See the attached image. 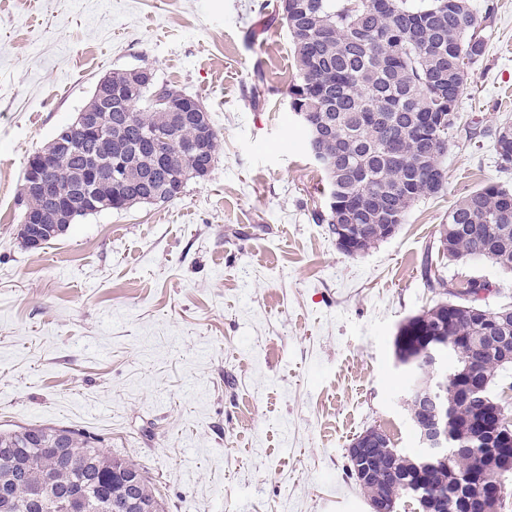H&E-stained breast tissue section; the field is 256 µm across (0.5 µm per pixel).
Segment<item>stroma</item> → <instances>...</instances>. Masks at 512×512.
I'll return each instance as SVG.
<instances>
[{"label":"stroma","instance_id":"stroma-1","mask_svg":"<svg viewBox=\"0 0 512 512\" xmlns=\"http://www.w3.org/2000/svg\"><path fill=\"white\" fill-rule=\"evenodd\" d=\"M276 0H0V428L50 423L138 463L167 512H370L346 474L369 428L419 447L393 341L435 305L421 261L464 194L512 185L484 128L512 124V0H470L485 55L459 99L443 192L399 232L339 251L323 174L292 111ZM266 61L258 84L252 60ZM146 67L197 96L219 135L180 199L21 241L27 157L96 83ZM512 304V273L462 259Z\"/></svg>","mask_w":512,"mask_h":512}]
</instances>
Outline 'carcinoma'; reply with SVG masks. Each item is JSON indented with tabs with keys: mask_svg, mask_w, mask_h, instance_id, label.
<instances>
[{
	"mask_svg": "<svg viewBox=\"0 0 512 512\" xmlns=\"http://www.w3.org/2000/svg\"><path fill=\"white\" fill-rule=\"evenodd\" d=\"M292 39L295 76L288 89L295 112L309 114V127L320 133L326 163L320 167L326 192L335 195L336 207L314 212L328 225L357 224L361 234L357 255L384 240L378 226L389 217L402 224L406 212L423 196L444 188L422 159L435 151H448L449 134L459 125L461 91L458 67L478 63L485 42L475 28L469 0H276ZM336 31L327 41L325 32ZM112 91L134 103L130 111L115 104L112 116H101V133L118 141L124 151V179L95 191L100 199L112 198V209L122 211L137 204L171 202L182 194L177 186L190 159L182 147L198 139L199 128L175 125L169 113L150 109L143 102L163 91L180 95L173 85L157 84L142 69L110 73ZM150 128L165 139L166 153L157 158L141 143L140 131ZM501 168L512 167V131H494ZM86 144L75 143L62 153L50 177L58 193L68 196L78 186L77 169L84 166ZM24 211L45 208L37 189L21 184ZM437 253L457 261L477 255L512 271V189L489 183L459 198L442 225ZM448 265L427 254L422 280L434 293L448 294L442 302L407 319L394 337V353L412 357L409 367L420 388H429L427 361L420 331H432L482 348L479 363L471 367L457 353L448 370L445 393L457 401L458 412L449 432L467 434L465 449L438 464L424 477L417 475L407 455L394 448L386 433L374 430L368 454L390 458L372 470L368 479L358 474L363 460L349 462L347 473L364 490L377 512H395L398 500L408 497L449 499L461 494L475 497L473 475L481 468L499 485L512 473V461L486 436L473 433L478 420L500 409L493 398L494 374L512 367V341L501 348L500 337L512 336V305L508 329L489 330L490 308L473 297L488 284L470 279L456 284L448 278ZM69 435V447L60 455L43 442L57 432ZM0 484L8 487L10 512H59L50 496L37 489L50 480L52 492L85 485L91 492L93 512H114L113 503L97 493L96 486H112L116 471L135 472L138 496L155 512H165L162 501L142 469L134 462L104 452L84 434L49 424H29L0 430ZM27 465L25 479L12 480L18 463Z\"/></svg>",
	"mask_w": 512,
	"mask_h": 512,
	"instance_id": "obj_1",
	"label": "carcinoma"
}]
</instances>
